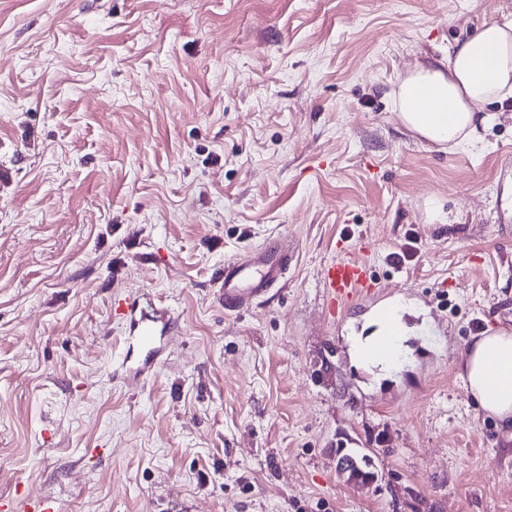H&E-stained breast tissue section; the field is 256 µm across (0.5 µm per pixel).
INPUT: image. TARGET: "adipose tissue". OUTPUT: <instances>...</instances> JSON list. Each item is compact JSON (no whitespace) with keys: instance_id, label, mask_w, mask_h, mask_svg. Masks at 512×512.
Listing matches in <instances>:
<instances>
[{"instance_id":"1","label":"adipose tissue","mask_w":512,"mask_h":512,"mask_svg":"<svg viewBox=\"0 0 512 512\" xmlns=\"http://www.w3.org/2000/svg\"><path fill=\"white\" fill-rule=\"evenodd\" d=\"M512 98V21L489 22L456 44L447 59L418 67L403 77L393 93L394 110L403 126L422 139L456 150L474 147L495 121L490 105ZM403 304L379 307L368 320L369 335L355 337V360L387 369L388 356H372L375 338L388 334L385 318L398 317L394 343L409 331ZM461 379L481 410L512 430V333L491 330L469 348Z\"/></svg>"}]
</instances>
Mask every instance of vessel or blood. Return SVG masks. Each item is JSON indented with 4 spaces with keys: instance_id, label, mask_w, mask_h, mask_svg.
Listing matches in <instances>:
<instances>
[{
    "instance_id": "1",
    "label": "vessel or blood",
    "mask_w": 512,
    "mask_h": 512,
    "mask_svg": "<svg viewBox=\"0 0 512 512\" xmlns=\"http://www.w3.org/2000/svg\"><path fill=\"white\" fill-rule=\"evenodd\" d=\"M294 252L280 240L265 243L225 261L220 276L224 290V307L229 311L249 308L252 301L280 284L284 272L291 266ZM319 282L328 310L376 292L377 282L367 263L355 256L341 254L322 266ZM142 297L129 293L114 301V313L128 321L145 351L136 368L137 375L148 376L162 363L161 338L172 331L176 320L169 309H157L150 321L138 319ZM0 512H57L54 499L13 498L0 502Z\"/></svg>"
}]
</instances>
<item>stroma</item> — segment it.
<instances>
[{"label": "stroma", "instance_id": "obj_1", "mask_svg": "<svg viewBox=\"0 0 512 512\" xmlns=\"http://www.w3.org/2000/svg\"><path fill=\"white\" fill-rule=\"evenodd\" d=\"M512 0H0V498L59 512H512V433L459 374L512 331V99L475 153L391 91ZM296 261L241 313L226 260ZM363 252L377 297L328 314ZM172 309L149 379L114 296ZM409 304L389 377L352 365ZM368 456L374 480L340 470ZM339 252L341 255L323 265L319 272L323 299L331 314L336 313L338 305L371 296L379 288L364 260L348 255L345 249ZM389 312H392L398 321L397 331L393 337L394 346L396 343L398 344V351L403 348L404 341L409 337L407 336L409 328L403 320L406 307L398 302L386 304L376 309L373 316L364 325L363 329L371 328L369 335L354 337L352 344L353 356L358 363L377 367L380 371H386L393 361V354L379 357H374L370 354L372 343L378 336L374 343L375 353L387 354L392 351L391 336H385L387 334V325L383 322V318ZM0 510L3 512H57L56 501L51 498L2 500Z\"/></svg>", "mask_w": 512, "mask_h": 512}]
</instances>
